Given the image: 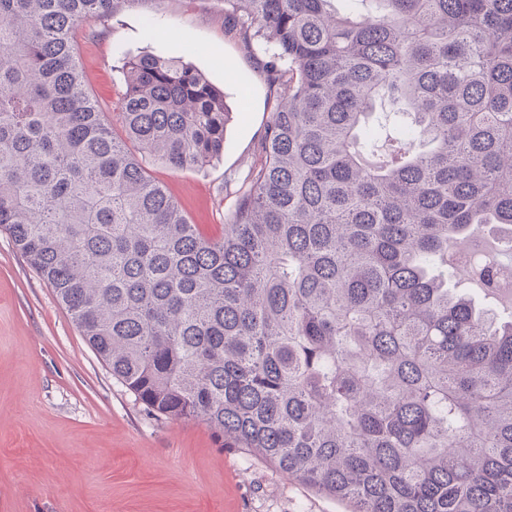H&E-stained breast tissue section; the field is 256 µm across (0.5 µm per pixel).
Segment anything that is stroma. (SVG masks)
Wrapping results in <instances>:
<instances>
[{"label":"stroma","instance_id":"35a3bbf8","mask_svg":"<svg viewBox=\"0 0 512 512\" xmlns=\"http://www.w3.org/2000/svg\"><path fill=\"white\" fill-rule=\"evenodd\" d=\"M89 95L120 130L122 67L149 53L224 94V151L203 170L145 166L201 232L218 237L274 100L257 48L224 32L223 0H164L76 33ZM0 512H346L201 421L147 413L88 346L51 286L0 232Z\"/></svg>","mask_w":512,"mask_h":512}]
</instances>
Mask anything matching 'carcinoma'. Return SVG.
<instances>
[{"mask_svg":"<svg viewBox=\"0 0 512 512\" xmlns=\"http://www.w3.org/2000/svg\"><path fill=\"white\" fill-rule=\"evenodd\" d=\"M163 2L0 0V232L147 410L348 512H512V317L437 266L512 239V0H224L277 105L216 239L143 159L207 167L224 95L141 55L118 139L76 59L81 23ZM386 100L403 151L369 165Z\"/></svg>","mask_w":512,"mask_h":512,"instance_id":"obj_1","label":"carcinoma"}]
</instances>
